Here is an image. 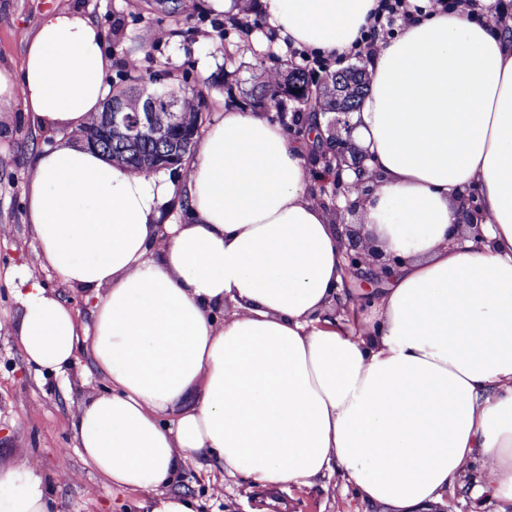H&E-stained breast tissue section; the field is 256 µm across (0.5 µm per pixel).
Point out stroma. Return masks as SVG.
Listing matches in <instances>:
<instances>
[{
	"label": "stroma",
	"instance_id": "35a3bbf8",
	"mask_svg": "<svg viewBox=\"0 0 512 512\" xmlns=\"http://www.w3.org/2000/svg\"><path fill=\"white\" fill-rule=\"evenodd\" d=\"M71 6L93 18L105 34L112 58L110 87L131 77L161 75L164 83L191 89L202 78L218 76L206 92L203 125L240 100L261 72L288 65L303 66L304 49L278 51V32L267 14L241 26L226 14L199 10L179 14L177 0H0V64L20 67L28 40L42 14ZM124 24L122 37L112 34L114 18ZM163 42H156L157 33ZM253 41L251 55L238 58V69L224 75V60L237 42ZM56 137L37 130L22 111L0 114V322L15 318L13 275L18 268H38V248L26 220L25 190L36 150L52 146ZM87 353H80L71 388L53 377H39L26 364L15 337L0 331V464L13 457L30 465L52 484L54 512H135L137 492L111 486L75 450L72 415L90 393L106 385L91 374ZM66 466L75 480L55 477ZM181 482L200 503V512H367L355 490L318 492L307 488L248 487L238 478L199 469L187 461Z\"/></svg>",
	"mask_w": 512,
	"mask_h": 512
}]
</instances>
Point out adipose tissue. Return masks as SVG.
<instances>
[{"instance_id":"1","label":"adipose tissue","mask_w":512,"mask_h":512,"mask_svg":"<svg viewBox=\"0 0 512 512\" xmlns=\"http://www.w3.org/2000/svg\"><path fill=\"white\" fill-rule=\"evenodd\" d=\"M288 47L349 53L375 0H264ZM103 34L46 12L20 68L0 64V112L68 140L26 190L42 267L91 304L81 325L37 270L6 325L27 362L67 375L86 347L104 390L73 415L82 460L137 512H199L176 489L192 457L264 488L353 486L379 512L512 502V33L466 12L420 18L366 57L353 138L379 177L362 236L399 258L370 302L343 291L329 205L302 144L225 109L182 182L74 141L110 95ZM485 237L461 239L469 194ZM181 197L186 224H162ZM223 320H216V310ZM25 458L0 467V512H51Z\"/></svg>"}]
</instances>
